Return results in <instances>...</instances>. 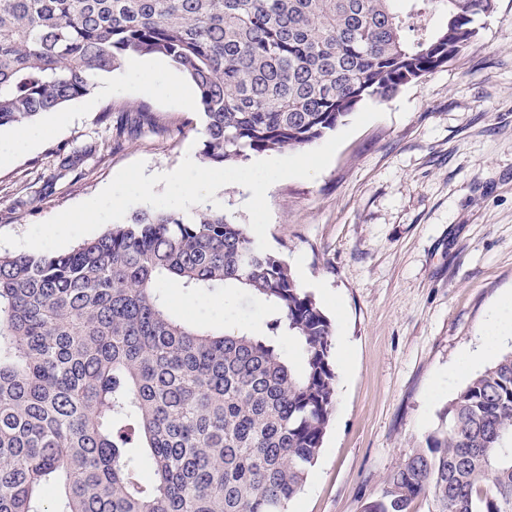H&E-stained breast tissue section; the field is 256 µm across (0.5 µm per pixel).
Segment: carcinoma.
Returning <instances> with one entry per match:
<instances>
[{
    "label": "carcinoma",
    "mask_w": 512,
    "mask_h": 512,
    "mask_svg": "<svg viewBox=\"0 0 512 512\" xmlns=\"http://www.w3.org/2000/svg\"><path fill=\"white\" fill-rule=\"evenodd\" d=\"M496 0H0V128L133 56L195 86L200 156L312 145L448 64ZM440 25L409 41L412 16ZM156 128L123 112L121 137ZM241 290L267 334L177 317L163 288ZM332 324L224 212L140 209L72 250L0 253V512H289L334 409ZM293 345L294 353L283 348ZM512 512V352L475 375L364 512Z\"/></svg>",
    "instance_id": "obj_1"
}]
</instances>
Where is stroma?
Masks as SVG:
<instances>
[{"label":"stroma","mask_w":512,"mask_h":512,"mask_svg":"<svg viewBox=\"0 0 512 512\" xmlns=\"http://www.w3.org/2000/svg\"><path fill=\"white\" fill-rule=\"evenodd\" d=\"M448 65L403 87L384 115L350 136L311 180L267 191L272 253L333 326L336 404L322 450L290 512H363L385 475L442 424L474 374L512 352V333L483 324L512 293V0L476 21ZM113 72L121 93L38 117L47 135L0 162V234L84 202L123 167L146 174L199 160L197 109ZM148 104L159 130L116 138L102 119ZM176 315L264 333L271 309L241 291L165 287ZM481 360L457 374L465 355Z\"/></svg>","instance_id":"35a3bbf8"}]
</instances>
